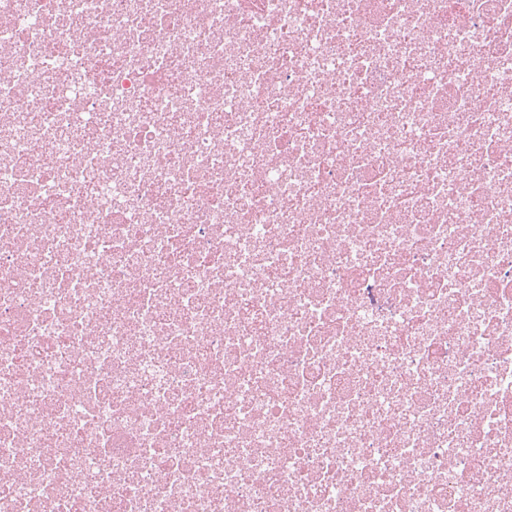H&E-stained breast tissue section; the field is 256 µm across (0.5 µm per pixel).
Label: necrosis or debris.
Wrapping results in <instances>:
<instances>
[{
  "mask_svg": "<svg viewBox=\"0 0 512 512\" xmlns=\"http://www.w3.org/2000/svg\"><path fill=\"white\" fill-rule=\"evenodd\" d=\"M0 512H512V0H0Z\"/></svg>",
  "mask_w": 512,
  "mask_h": 512,
  "instance_id": "necrosis-or-debris-1",
  "label": "necrosis or debris"
}]
</instances>
